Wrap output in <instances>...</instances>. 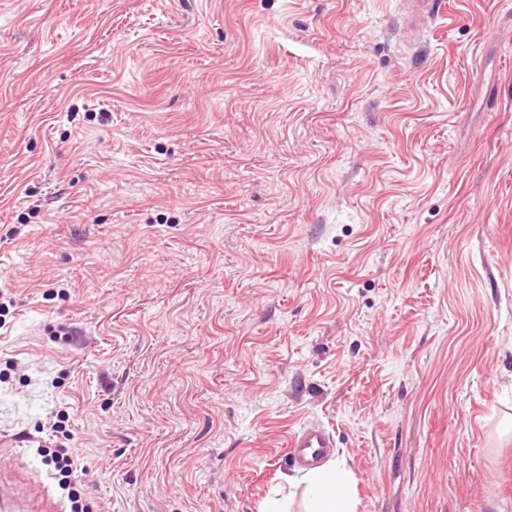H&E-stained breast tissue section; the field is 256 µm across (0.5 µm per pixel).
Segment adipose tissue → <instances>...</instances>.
Wrapping results in <instances>:
<instances>
[{
	"label": "adipose tissue",
	"mask_w": 512,
	"mask_h": 512,
	"mask_svg": "<svg viewBox=\"0 0 512 512\" xmlns=\"http://www.w3.org/2000/svg\"><path fill=\"white\" fill-rule=\"evenodd\" d=\"M306 485V512H355L356 502L348 472L338 466L308 471L302 477Z\"/></svg>",
	"instance_id": "1"
}]
</instances>
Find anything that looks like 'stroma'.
<instances>
[{
    "label": "stroma",
    "mask_w": 512,
    "mask_h": 512,
    "mask_svg": "<svg viewBox=\"0 0 512 512\" xmlns=\"http://www.w3.org/2000/svg\"><path fill=\"white\" fill-rule=\"evenodd\" d=\"M446 2L0 0L28 512H303L309 424L356 512H512V0ZM289 446L288 454L294 465L308 469L327 458L336 445L331 433L321 425L312 424L299 431ZM57 447L58 448L53 451L50 457L46 458V465L51 469L53 468L60 476H62L61 481L64 479H70L71 475L77 468L72 452H70L69 448H63V446Z\"/></svg>",
    "instance_id": "obj_1"
}]
</instances>
